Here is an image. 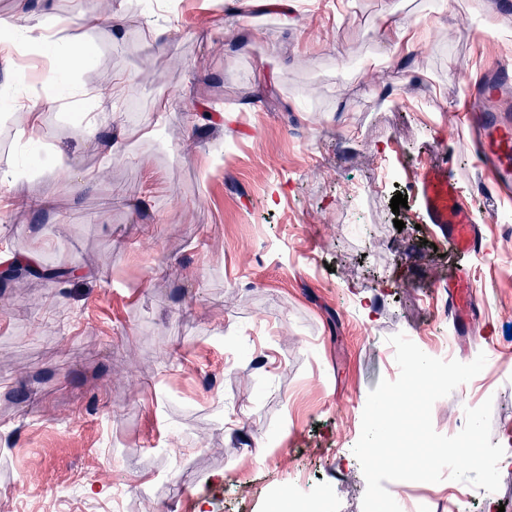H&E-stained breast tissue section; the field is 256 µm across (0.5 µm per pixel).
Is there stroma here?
<instances>
[{"label":"stroma","instance_id":"obj_1","mask_svg":"<svg viewBox=\"0 0 512 512\" xmlns=\"http://www.w3.org/2000/svg\"><path fill=\"white\" fill-rule=\"evenodd\" d=\"M294 2L287 26L254 0H126L128 15L173 23L160 49L81 27L107 0H0V18L61 20L92 43L70 86L128 77L113 101L29 99L43 115L35 146L0 110V172L18 175L0 249L78 270L0 285V512H57L58 494L67 512H266L287 479L321 512H362L353 448L370 390L397 378L400 332L425 352L444 336L455 360L487 357L434 403L438 433L456 435L463 403L488 399L492 443L512 431V200L490 218L456 81L512 62V0ZM401 31L419 39L398 57ZM51 58L13 51L0 84L41 86ZM95 117L137 159L86 183ZM157 123L161 138L144 137ZM443 155L485 245L463 262L415 189ZM455 269L474 290L473 336L435 310ZM419 488L428 512H512V468L468 504L463 482Z\"/></svg>","mask_w":512,"mask_h":512}]
</instances>
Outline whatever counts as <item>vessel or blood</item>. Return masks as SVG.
Masks as SVG:
<instances>
[{
    "label": "vessel or blood",
    "mask_w": 512,
    "mask_h": 512,
    "mask_svg": "<svg viewBox=\"0 0 512 512\" xmlns=\"http://www.w3.org/2000/svg\"><path fill=\"white\" fill-rule=\"evenodd\" d=\"M511 90L512 68L496 66L471 86L460 114L480 145L483 184L498 201L512 197V114L498 107L501 97ZM416 190L428 222L437 225L455 254L465 258L480 251L482 239L474 215L460 196L447 158L423 170ZM448 301L454 314H461L463 307L474 302L470 283L456 275L449 278Z\"/></svg>",
    "instance_id": "obj_1"
}]
</instances>
